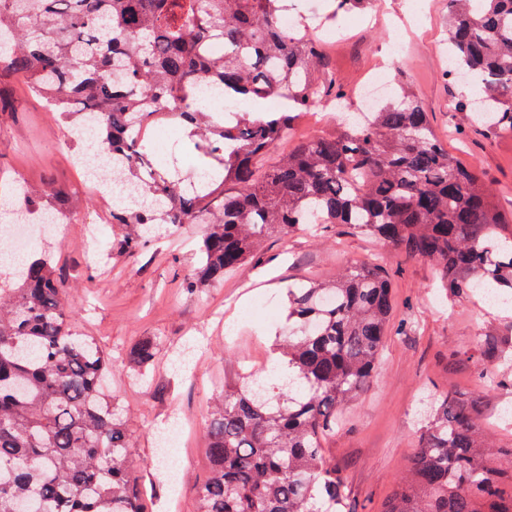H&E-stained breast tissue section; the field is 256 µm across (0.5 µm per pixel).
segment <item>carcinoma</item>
Wrapping results in <instances>:
<instances>
[{"label": "carcinoma", "mask_w": 512, "mask_h": 512, "mask_svg": "<svg viewBox=\"0 0 512 512\" xmlns=\"http://www.w3.org/2000/svg\"><path fill=\"white\" fill-rule=\"evenodd\" d=\"M286 0H0V78L17 75L82 138L98 141L107 180L145 187L112 209L110 252L142 253L152 224L208 225L182 287L236 273L274 232L348 224L431 262L439 287L512 298V213L478 167L448 153L405 87L336 131L278 151L302 114L346 102L323 46L281 25ZM450 81L480 92L456 107L474 130L512 133V0H448ZM207 85L238 105L213 112ZM167 117L191 127L202 180L162 170L144 131ZM29 215L63 211L59 188L25 182ZM65 278L46 254L0 281V512H147L135 430L105 392L111 363L72 329ZM336 297L326 307L322 298ZM275 371L245 370L206 426L211 471L198 512H341L344 480L324 456L337 411L374 377L392 311L383 267L363 261L336 281L286 288ZM158 345L127 353L140 375ZM476 400L433 398L419 448L385 512H512V448L485 451Z\"/></svg>", "instance_id": "carcinoma-1"}]
</instances>
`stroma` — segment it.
Listing matches in <instances>:
<instances>
[{
    "mask_svg": "<svg viewBox=\"0 0 512 512\" xmlns=\"http://www.w3.org/2000/svg\"><path fill=\"white\" fill-rule=\"evenodd\" d=\"M406 19L404 58L393 57V24ZM448 0H375L355 14L336 15L343 38L331 49L336 77L348 93L359 92L372 75L388 86L406 82L430 116L451 154L476 163L503 207L512 206V133L487 137L469 130L456 100L467 98L463 84L446 80L443 50ZM0 98L10 110L0 117V180L21 178L42 189L61 186L71 193V220L60 230L34 225L36 247L52 250L67 271L68 302L78 331L93 337L112 359L109 390L132 419L137 439L131 450L142 464L144 484L155 498L153 512H164L176 498L177 512H196L190 487L208 473L204 428L215 395L234 383L241 367L260 369L273 362L272 343L287 314L286 288L300 278L330 282L337 273L379 251L388 272L393 311L382 356L369 388L341 411V423L326 442L340 470L351 512H383L418 444L423 403L452 390L478 395L476 415L489 440L512 448V425L498 418L512 389L480 384L485 368L503 374L512 363L492 362L477 345L479 334L494 333L512 355V316H504L470 292L447 300L435 286L432 265L379 245L348 225H336L330 238L305 231L276 233L233 277L196 291L181 286L206 231L202 224L157 225L149 247L135 258L99 259L85 248L86 228L112 232V208L84 182L75 165L78 152L67 130L43 98L20 79L0 81ZM270 313L246 317L259 301ZM155 338L157 355L147 381H139L126 361L137 341ZM197 423L169 450L172 473L157 469L156 435L171 415Z\"/></svg>",
    "mask_w": 512,
    "mask_h": 512,
    "instance_id": "obj_1",
    "label": "stroma"
}]
</instances>
